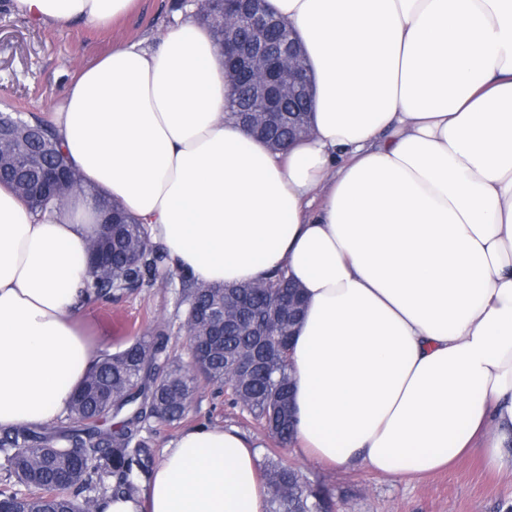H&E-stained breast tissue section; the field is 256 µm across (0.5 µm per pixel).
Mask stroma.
Segmentation results:
<instances>
[{"label": "stroma", "mask_w": 512, "mask_h": 512, "mask_svg": "<svg viewBox=\"0 0 512 512\" xmlns=\"http://www.w3.org/2000/svg\"><path fill=\"white\" fill-rule=\"evenodd\" d=\"M173 3L137 0L132 13L101 29L84 20L64 26L41 24L15 12L11 0H0V110L49 119L80 70L128 42L157 43L181 18ZM182 292L179 275L156 276L149 286L87 309L83 328L97 342L99 354L105 355L161 324L169 335L172 354L188 362ZM199 423L238 429L258 445L257 462L261 465L275 447L255 420L229 405L222 390L205 382L195 393L185 419L171 425L149 420L142 436L158 456L183 430ZM279 457L302 481L326 490L338 512H512V474L489 472L474 458L401 482L378 476L362 465L322 467L291 444L279 451Z\"/></svg>", "instance_id": "1"}]
</instances>
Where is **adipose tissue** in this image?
Here are the masks:
<instances>
[{
	"mask_svg": "<svg viewBox=\"0 0 512 512\" xmlns=\"http://www.w3.org/2000/svg\"><path fill=\"white\" fill-rule=\"evenodd\" d=\"M136 0H14L104 27ZM304 44L314 132L276 154L229 119L193 16L82 70L50 118L85 192L34 214L0 184V428L66 416L97 360L79 330L104 196L175 273L285 272L295 444L412 480L512 473V0H268ZM256 445L200 425L97 512H265Z\"/></svg>",
	"mask_w": 512,
	"mask_h": 512,
	"instance_id": "obj_1",
	"label": "adipose tissue"
}]
</instances>
